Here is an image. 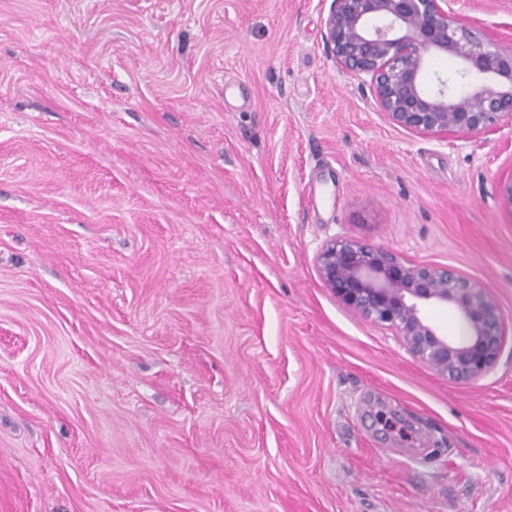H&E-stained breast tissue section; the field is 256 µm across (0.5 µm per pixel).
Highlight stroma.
Segmentation results:
<instances>
[{
    "label": "stroma",
    "instance_id": "1",
    "mask_svg": "<svg viewBox=\"0 0 512 512\" xmlns=\"http://www.w3.org/2000/svg\"><path fill=\"white\" fill-rule=\"evenodd\" d=\"M328 8L0 0V512H512V335L452 383L315 264H448L511 324L512 126L391 124Z\"/></svg>",
    "mask_w": 512,
    "mask_h": 512
}]
</instances>
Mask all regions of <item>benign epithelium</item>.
Segmentation results:
<instances>
[{"label":"benign epithelium","instance_id":"benign-epithelium-1","mask_svg":"<svg viewBox=\"0 0 512 512\" xmlns=\"http://www.w3.org/2000/svg\"><path fill=\"white\" fill-rule=\"evenodd\" d=\"M454 0H330L324 17L328 58L368 79L374 105L393 125L427 137L464 139L512 125V41L466 17ZM433 55L458 59L457 81L427 77ZM512 217V179L499 183ZM325 288L365 319L399 332L410 353L459 383L488 375L508 327L497 300L450 265H418L355 239L326 242L316 257ZM450 307L465 334L448 336L424 315Z\"/></svg>","mask_w":512,"mask_h":512}]
</instances>
